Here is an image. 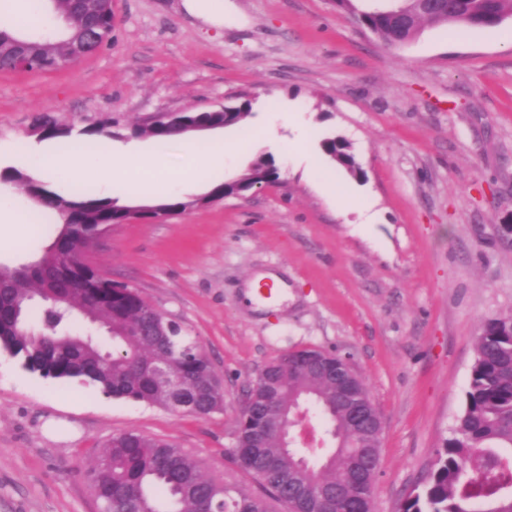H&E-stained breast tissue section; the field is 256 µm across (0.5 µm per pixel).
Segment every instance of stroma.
I'll use <instances>...</instances> for the list:
<instances>
[{"label": "stroma", "mask_w": 512, "mask_h": 512, "mask_svg": "<svg viewBox=\"0 0 512 512\" xmlns=\"http://www.w3.org/2000/svg\"><path fill=\"white\" fill-rule=\"evenodd\" d=\"M251 99L243 125L204 146L243 151L194 187L185 211L115 224L86 249L201 346L224 407L199 418L26 373L0 352V512H98L87 474L114 435L173 443L210 478L259 494L233 462L239 413L259 370L301 348L348 356L382 419L373 512H399L451 435L483 321L512 313V45L496 29L427 26L389 48L331 0H224V22L183 0H113L112 39L57 73L0 70V168L51 148L29 129L49 114L80 130L108 120L113 152L163 153L198 167L177 142L131 136L164 112ZM292 111L305 155H289ZM341 137L364 178L323 154ZM273 156L276 182L196 207L214 183ZM366 200L377 222L354 233L314 176ZM57 224L29 227L0 265L38 259ZM273 273L276 299L249 296ZM74 431L45 433L48 419Z\"/></svg>", "instance_id": "stroma-1"}]
</instances>
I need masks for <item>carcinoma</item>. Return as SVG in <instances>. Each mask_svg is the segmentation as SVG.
<instances>
[{"instance_id": "obj_1", "label": "carcinoma", "mask_w": 512, "mask_h": 512, "mask_svg": "<svg viewBox=\"0 0 512 512\" xmlns=\"http://www.w3.org/2000/svg\"><path fill=\"white\" fill-rule=\"evenodd\" d=\"M76 29L89 23L68 0H54ZM432 11H420L404 0H380L354 14L384 45L412 41L425 23L460 27H495L512 17V0H436ZM21 37L0 30V69L12 68ZM26 51L39 57L48 41L23 37ZM245 99L233 107L189 112L215 128L239 126L251 115ZM40 140L65 143L73 137L111 139L120 136L103 122L78 132L46 116L36 119ZM160 143L182 135L181 125L163 121L138 129ZM323 152L355 171L349 144L326 139ZM279 177L271 156L247 166L242 179L252 185ZM23 186L40 206L64 219L55 241L29 264L0 266V350L26 370L45 378L93 386L107 397L143 401L174 410L168 385L149 377L156 363L171 381L194 399V415L205 417L224 405V391L210 361L180 325L159 335L149 317L151 305L135 290L89 274L85 287H70L84 250L103 227L119 223L127 208L83 187L68 198L15 168L0 172V182ZM87 334L69 332L77 319ZM112 336V350L101 348L97 332ZM296 373L282 374L273 388L284 406L292 400L312 403L328 427L336 428L343 459L303 463L295 451L281 448L272 433L259 437L268 416L261 397L248 399L240 411L233 461L261 480L290 512H371L378 458L367 457L365 436L351 428L345 402L336 385V356L305 348L289 353ZM103 512H269L266 499L230 488L206 477L198 462L166 440L137 432L112 436L88 476ZM402 512H512V314L482 324L464 406L452 435L437 451L433 470L422 489L407 498Z\"/></svg>"}]
</instances>
